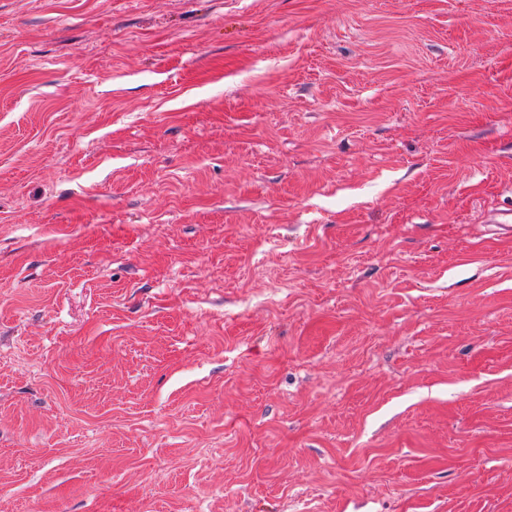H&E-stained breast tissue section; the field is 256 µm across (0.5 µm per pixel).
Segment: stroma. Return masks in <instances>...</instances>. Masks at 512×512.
<instances>
[{
	"mask_svg": "<svg viewBox=\"0 0 512 512\" xmlns=\"http://www.w3.org/2000/svg\"><path fill=\"white\" fill-rule=\"evenodd\" d=\"M512 0H0V512H512Z\"/></svg>",
	"mask_w": 512,
	"mask_h": 512,
	"instance_id": "35a3bbf8",
	"label": "stroma"
}]
</instances>
